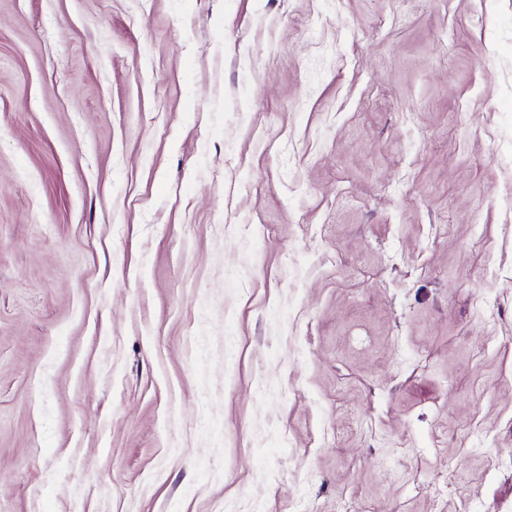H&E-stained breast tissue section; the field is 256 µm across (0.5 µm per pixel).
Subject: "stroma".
<instances>
[{
    "label": "stroma",
    "mask_w": 512,
    "mask_h": 512,
    "mask_svg": "<svg viewBox=\"0 0 512 512\" xmlns=\"http://www.w3.org/2000/svg\"><path fill=\"white\" fill-rule=\"evenodd\" d=\"M0 512H512V0H0Z\"/></svg>",
    "instance_id": "35a3bbf8"
}]
</instances>
